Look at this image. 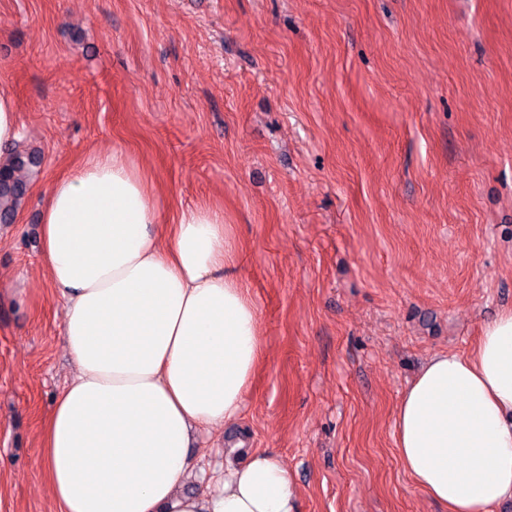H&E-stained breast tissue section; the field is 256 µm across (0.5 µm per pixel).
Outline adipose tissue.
Returning a JSON list of instances; mask_svg holds the SVG:
<instances>
[{
  "mask_svg": "<svg viewBox=\"0 0 512 512\" xmlns=\"http://www.w3.org/2000/svg\"><path fill=\"white\" fill-rule=\"evenodd\" d=\"M41 238L78 369L41 435L59 512H295L287 470L262 451L185 489L197 433L238 419L261 356L223 213L199 205L165 222L140 169L111 152L50 184ZM395 441L445 512L512 498V311L473 352L427 359L396 407Z\"/></svg>",
  "mask_w": 512,
  "mask_h": 512,
  "instance_id": "1",
  "label": "adipose tissue"
}]
</instances>
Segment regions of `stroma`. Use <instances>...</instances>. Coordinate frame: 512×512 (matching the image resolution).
<instances>
[{
	"instance_id": "1",
	"label": "stroma",
	"mask_w": 512,
	"mask_h": 512,
	"mask_svg": "<svg viewBox=\"0 0 512 512\" xmlns=\"http://www.w3.org/2000/svg\"><path fill=\"white\" fill-rule=\"evenodd\" d=\"M0 77L40 152L0 224V512H58L40 432L76 369L41 214L114 151L166 218L223 210L259 310L243 412L194 458L275 455L296 512H444L395 408L512 310V0H0Z\"/></svg>"
}]
</instances>
